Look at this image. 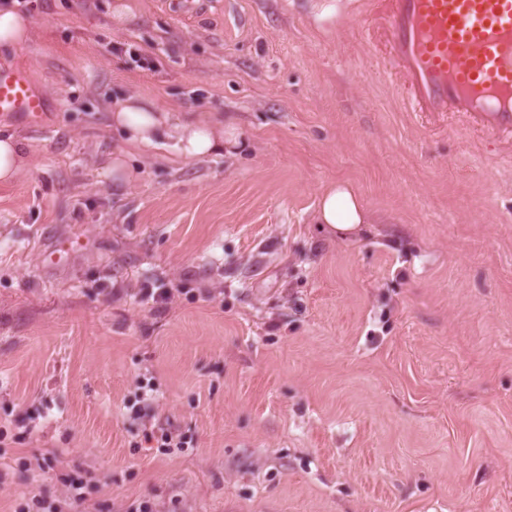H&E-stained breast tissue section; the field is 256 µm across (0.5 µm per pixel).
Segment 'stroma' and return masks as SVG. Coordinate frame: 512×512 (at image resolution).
<instances>
[{"instance_id": "1", "label": "stroma", "mask_w": 512, "mask_h": 512, "mask_svg": "<svg viewBox=\"0 0 512 512\" xmlns=\"http://www.w3.org/2000/svg\"><path fill=\"white\" fill-rule=\"evenodd\" d=\"M112 2L30 0L0 49L46 98L0 117V512H512V139L403 111L364 0ZM127 93L245 146L115 182ZM332 180L356 236L312 222ZM28 165L23 140L15 135L0 133V182L14 180ZM370 222V213L353 184L336 181L322 189L313 224H324L328 232L345 238L357 235Z\"/></svg>"}]
</instances>
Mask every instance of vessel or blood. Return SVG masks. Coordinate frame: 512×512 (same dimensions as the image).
I'll list each match as a JSON object with an SVG mask.
<instances>
[{
  "instance_id": "obj_1",
  "label": "vessel or blood",
  "mask_w": 512,
  "mask_h": 512,
  "mask_svg": "<svg viewBox=\"0 0 512 512\" xmlns=\"http://www.w3.org/2000/svg\"><path fill=\"white\" fill-rule=\"evenodd\" d=\"M381 36L407 112H454L512 133V0H380ZM22 68L0 67V115L43 122Z\"/></svg>"
}]
</instances>
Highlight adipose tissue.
Returning a JSON list of instances; mask_svg holds the SVG:
<instances>
[{"label": "adipose tissue", "instance_id": "adipose-tissue-1", "mask_svg": "<svg viewBox=\"0 0 512 512\" xmlns=\"http://www.w3.org/2000/svg\"><path fill=\"white\" fill-rule=\"evenodd\" d=\"M110 119L113 129L122 134L126 143L125 149L112 157V174L118 179L131 176L127 157L132 149L145 152L170 145L180 157L197 159L222 153L231 155L241 146L233 125L195 114L174 118L138 94H128L117 101ZM313 221L345 238L357 235L369 223L370 213L353 184L336 181L323 188Z\"/></svg>", "mask_w": 512, "mask_h": 512}]
</instances>
